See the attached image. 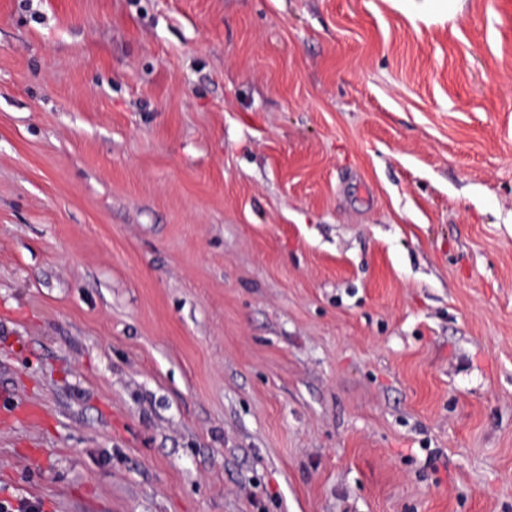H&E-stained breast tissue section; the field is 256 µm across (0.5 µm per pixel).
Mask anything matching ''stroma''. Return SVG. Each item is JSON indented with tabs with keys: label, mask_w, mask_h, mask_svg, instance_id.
<instances>
[{
	"label": "stroma",
	"mask_w": 512,
	"mask_h": 512,
	"mask_svg": "<svg viewBox=\"0 0 512 512\" xmlns=\"http://www.w3.org/2000/svg\"><path fill=\"white\" fill-rule=\"evenodd\" d=\"M0 499L512 512V0H0Z\"/></svg>",
	"instance_id": "obj_1"
}]
</instances>
